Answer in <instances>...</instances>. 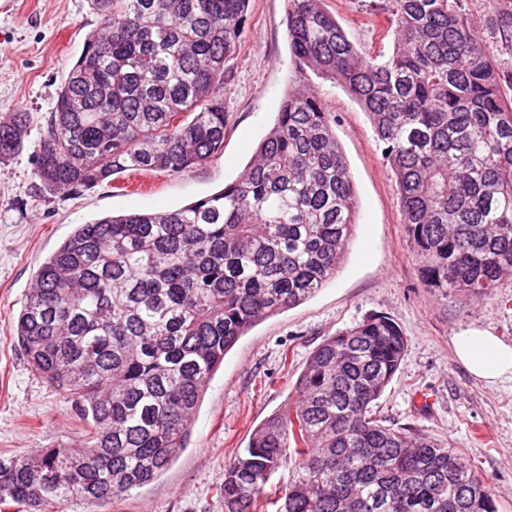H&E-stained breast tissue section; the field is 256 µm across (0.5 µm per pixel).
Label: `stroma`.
Listing matches in <instances>:
<instances>
[{"label": "stroma", "mask_w": 512, "mask_h": 512, "mask_svg": "<svg viewBox=\"0 0 512 512\" xmlns=\"http://www.w3.org/2000/svg\"><path fill=\"white\" fill-rule=\"evenodd\" d=\"M352 40L369 51L391 45L371 0H322ZM478 34L512 76V47L494 35L512 0H468ZM286 0H250L224 91V148L189 172L126 171L80 193H44L33 154L57 93L99 19L88 0H0V120L30 116L24 150L0 162V456L33 455L77 439L81 423L58 390L31 370L15 319L40 264L74 231L106 216L169 211L236 179L302 77L290 53ZM332 109L336 138L358 202V225L334 279L301 304L251 327L205 387L189 442L160 477L118 498L66 512H224L216 489L224 464L294 397V384L324 339L371 315L392 318L407 338L394 378L375 408L387 426L450 443L486 476L498 512H512V378L486 384L457 359L454 341L482 329L512 343V278L492 295L441 293L419 277L395 178L360 106L338 85L311 78Z\"/></svg>", "instance_id": "stroma-1"}]
</instances>
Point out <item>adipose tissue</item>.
<instances>
[{
    "label": "adipose tissue",
    "mask_w": 512,
    "mask_h": 512,
    "mask_svg": "<svg viewBox=\"0 0 512 512\" xmlns=\"http://www.w3.org/2000/svg\"><path fill=\"white\" fill-rule=\"evenodd\" d=\"M454 351L471 373L486 383L512 376V345L487 331L471 329L456 337Z\"/></svg>",
    "instance_id": "ef3b65f1"
}]
</instances>
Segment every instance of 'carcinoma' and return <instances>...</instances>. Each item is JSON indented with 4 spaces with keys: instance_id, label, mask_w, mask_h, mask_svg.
Segmentation results:
<instances>
[{
    "instance_id": "carcinoma-1",
    "label": "carcinoma",
    "mask_w": 512,
    "mask_h": 512,
    "mask_svg": "<svg viewBox=\"0 0 512 512\" xmlns=\"http://www.w3.org/2000/svg\"><path fill=\"white\" fill-rule=\"evenodd\" d=\"M89 2L99 26L41 135L40 189L90 190L132 169L185 172L218 153L250 0ZM286 2L300 73L341 86L383 145L424 285L490 295L512 278V94L467 0H381L394 42L377 54L321 0ZM27 137L26 113L0 121V162ZM357 214L334 116L306 81L224 189L78 225L38 268L15 331L84 429L72 444L0 458V505L64 512L167 470L224 355L335 277ZM406 344L383 315L323 340L294 401L224 464V512H498L489 480L457 449L373 414ZM290 463L291 481L270 497Z\"/></svg>"
}]
</instances>
